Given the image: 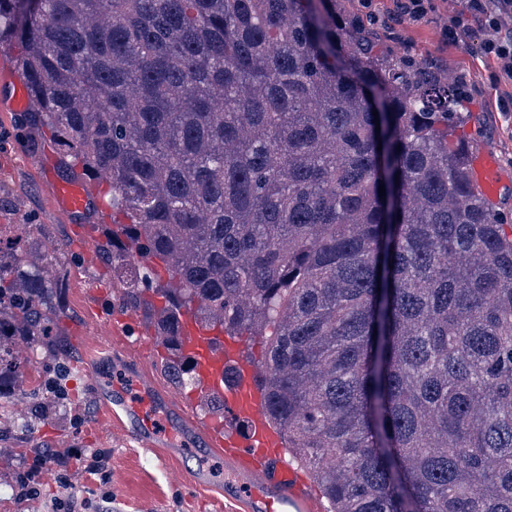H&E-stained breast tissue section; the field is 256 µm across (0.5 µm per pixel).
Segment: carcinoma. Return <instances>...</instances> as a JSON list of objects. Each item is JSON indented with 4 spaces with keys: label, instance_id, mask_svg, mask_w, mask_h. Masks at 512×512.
<instances>
[{
    "label": "carcinoma",
    "instance_id": "cac0c4a2",
    "mask_svg": "<svg viewBox=\"0 0 512 512\" xmlns=\"http://www.w3.org/2000/svg\"><path fill=\"white\" fill-rule=\"evenodd\" d=\"M0 48L26 128L106 185L98 249L178 382L189 310L262 337L266 418L330 512H512V224L455 79L336 0H0ZM67 278L0 237V399Z\"/></svg>",
    "mask_w": 512,
    "mask_h": 512
}]
</instances>
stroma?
I'll list each match as a JSON object with an SVG mask.
<instances>
[{
	"mask_svg": "<svg viewBox=\"0 0 512 512\" xmlns=\"http://www.w3.org/2000/svg\"><path fill=\"white\" fill-rule=\"evenodd\" d=\"M339 6L356 27L376 28L388 56L406 52L431 64L436 74L461 76L469 101L463 131L473 150L493 148L512 178V106L502 105L512 96V83L493 82L497 62L484 55L481 32L458 43L442 36L446 21L464 12L467 0H434V11L415 22L393 20L394 0H372L368 10L361 0H340ZM15 60V52L0 51V224L19 231L45 225L42 252L62 263L73 254L81 264L70 267L61 300V352L33 358L19 391L0 412V512H50L60 498L96 501V483L81 472L68 487L46 481L38 498L16 494L29 454L71 448L111 449L112 512H262L248 492V476L208 443L209 413L187 402V386L167 372L168 352L153 331L143 329L141 313L133 315L140 334L114 332L121 311L119 291L97 248L104 228L96 214L77 220L57 206L44 176L48 169L62 175L57 156L50 144L20 127L11 105ZM61 365L67 368V411L38 428L27 427L29 391ZM117 386L131 401L150 396L152 420L162 432L155 445L142 442L136 430L123 433L110 426L104 400Z\"/></svg>",
	"mask_w": 512,
	"mask_h": 512,
	"instance_id": "1",
	"label": "stroma"
}]
</instances>
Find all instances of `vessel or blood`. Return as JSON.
<instances>
[{
	"label": "vessel or blood",
	"instance_id": "obj_1",
	"mask_svg": "<svg viewBox=\"0 0 512 512\" xmlns=\"http://www.w3.org/2000/svg\"><path fill=\"white\" fill-rule=\"evenodd\" d=\"M473 177L489 197H497L505 186L495 156L490 149L479 151L472 163ZM57 203L70 215L80 216L89 208L90 196L84 184L75 180L51 182ZM183 350L194 362V396L217 398L224 403V419L210 427L217 445L228 447L235 460L245 464L252 482L251 494L262 500L265 512H281L291 506L296 512H309L300 475L280 453V436L266 421L263 402L256 392L253 377L257 364L244 353L237 338L217 339L202 329L192 314H184ZM125 419L118 428L136 424L145 443L155 436L152 421L145 417V406L129 403Z\"/></svg>",
	"mask_w": 512,
	"mask_h": 512
}]
</instances>
